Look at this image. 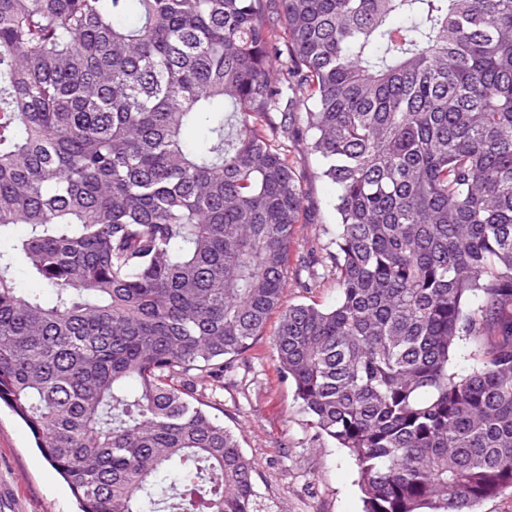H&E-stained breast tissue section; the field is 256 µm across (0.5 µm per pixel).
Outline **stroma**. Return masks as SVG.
<instances>
[{"mask_svg": "<svg viewBox=\"0 0 512 512\" xmlns=\"http://www.w3.org/2000/svg\"><path fill=\"white\" fill-rule=\"evenodd\" d=\"M289 159L302 176L304 219L291 248L283 305H334L332 280H311L308 265L324 256L336 236L333 204L337 189L320 177V163L305 141ZM269 320L250 350L224 370V385L194 383V394L209 412L238 434L256 464L254 482L270 512H362L358 469L345 449L316 437L295 395L279 373ZM0 512H77V503L59 472L36 448L27 426L0 407Z\"/></svg>", "mask_w": 512, "mask_h": 512, "instance_id": "35a3bbf8", "label": "stroma"}]
</instances>
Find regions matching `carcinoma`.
Instances as JSON below:
<instances>
[{
	"instance_id": "cac0c4a2",
	"label": "carcinoma",
	"mask_w": 512,
	"mask_h": 512,
	"mask_svg": "<svg viewBox=\"0 0 512 512\" xmlns=\"http://www.w3.org/2000/svg\"><path fill=\"white\" fill-rule=\"evenodd\" d=\"M299 135L338 190L332 307L282 308ZM18 224L55 298L0 251V404L80 512H266L186 382L275 312L363 512L512 488V0H0V240ZM24 233L25 226L23 224H18L14 230L13 237L4 238L2 240V251H4V254H7L10 257H12V271L18 288H20L25 293L36 292L38 295H40L43 302L51 304L54 300L53 290L50 288H46L43 285L36 282L35 280H33L25 271V266L22 260L16 257L14 251L12 250L13 239L23 235Z\"/></svg>"
}]
</instances>
